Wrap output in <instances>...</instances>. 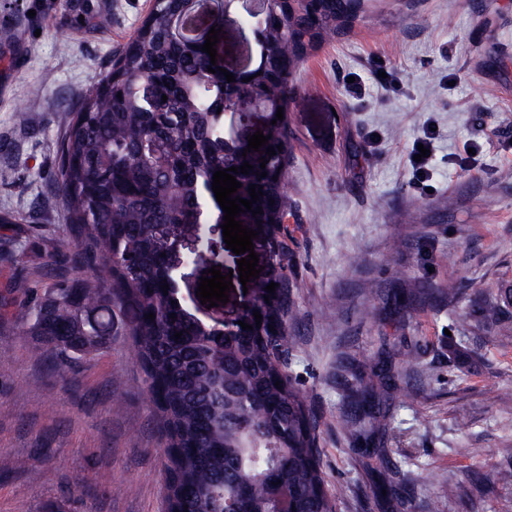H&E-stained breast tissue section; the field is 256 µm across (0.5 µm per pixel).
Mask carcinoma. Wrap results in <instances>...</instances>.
Wrapping results in <instances>:
<instances>
[{
  "label": "carcinoma",
  "mask_w": 512,
  "mask_h": 512,
  "mask_svg": "<svg viewBox=\"0 0 512 512\" xmlns=\"http://www.w3.org/2000/svg\"><path fill=\"white\" fill-rule=\"evenodd\" d=\"M358 7L359 0H271L263 17L249 20L260 37L253 79L233 86L201 46L179 35L193 12L190 0H153L59 144L55 185L41 194L39 207L67 209L73 241L66 261L76 274L58 276L40 294L17 281L10 293L25 295L23 333L37 337L62 374L72 370L73 356L106 348L114 318L121 319L147 391L157 395L165 447L173 449L169 512H268L280 496L288 512H336L320 465L317 416L274 340L288 332L295 308L288 247L273 249L277 287L261 326L211 340L176 289H161L170 266L160 228L192 229L214 195L213 173L247 161L253 170L235 175L237 195L249 200V186L263 187L252 204L263 213L252 223L273 240L282 234L293 73L326 37L352 26ZM251 97L275 101L285 113L268 140L281 150L265 156L263 169L227 142L224 114L217 113ZM158 141L166 144L162 161L154 154ZM402 373L396 353L383 350L373 358L371 376L351 386L358 414L347 428L355 444H369ZM403 493L393 476L379 473L377 501L398 503Z\"/></svg>",
  "instance_id": "1"
}]
</instances>
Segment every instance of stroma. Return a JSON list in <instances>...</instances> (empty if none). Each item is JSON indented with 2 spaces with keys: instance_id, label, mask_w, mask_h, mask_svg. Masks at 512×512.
<instances>
[{
  "instance_id": "stroma-1",
  "label": "stroma",
  "mask_w": 512,
  "mask_h": 512,
  "mask_svg": "<svg viewBox=\"0 0 512 512\" xmlns=\"http://www.w3.org/2000/svg\"><path fill=\"white\" fill-rule=\"evenodd\" d=\"M353 26L296 70L289 113L288 232L296 317L288 372L318 418L317 441L338 512H512V308L495 325L477 309L512 278V0H361ZM151 0H0V512H168L165 442L130 336L65 378L15 334L4 304L24 277L51 282L70 236L66 209L38 198L78 103L110 71ZM239 0L221 23L225 67H254L259 49ZM110 15L109 28L97 21ZM391 81L381 79V72ZM362 87L347 91L348 79ZM28 112L32 123L14 124ZM437 130L430 191L408 153ZM221 224L181 237L177 295L208 325L228 303L196 295L204 270L237 269ZM215 244L218 258L203 256ZM455 285V299L438 293ZM411 379L388 401L381 457H362L341 424L349 388L382 344ZM408 484L404 505L370 495L377 471Z\"/></svg>"
}]
</instances>
